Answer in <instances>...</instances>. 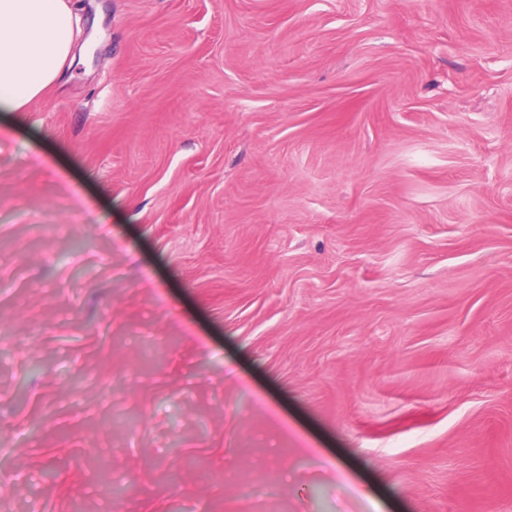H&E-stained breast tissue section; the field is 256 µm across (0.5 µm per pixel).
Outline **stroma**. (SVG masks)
Listing matches in <instances>:
<instances>
[{
    "label": "stroma",
    "mask_w": 512,
    "mask_h": 512,
    "mask_svg": "<svg viewBox=\"0 0 512 512\" xmlns=\"http://www.w3.org/2000/svg\"><path fill=\"white\" fill-rule=\"evenodd\" d=\"M0 112V512H512V0H80Z\"/></svg>",
    "instance_id": "obj_1"
}]
</instances>
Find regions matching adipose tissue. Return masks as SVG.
I'll return each instance as SVG.
<instances>
[{
    "label": "adipose tissue",
    "mask_w": 512,
    "mask_h": 512,
    "mask_svg": "<svg viewBox=\"0 0 512 512\" xmlns=\"http://www.w3.org/2000/svg\"><path fill=\"white\" fill-rule=\"evenodd\" d=\"M76 0H0V108L21 112L72 59Z\"/></svg>",
    "instance_id": "obj_1"
}]
</instances>
